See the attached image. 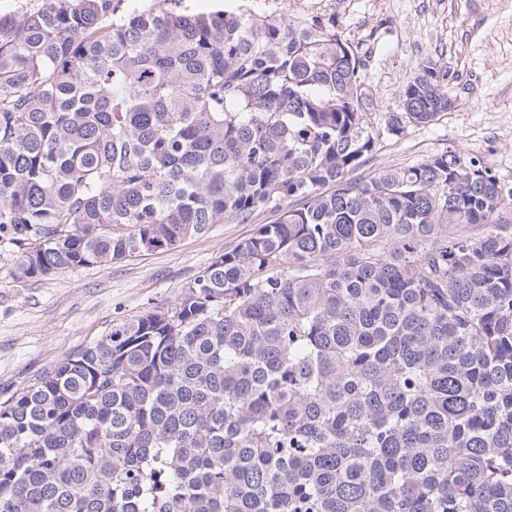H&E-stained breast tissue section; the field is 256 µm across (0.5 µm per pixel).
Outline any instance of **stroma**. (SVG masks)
<instances>
[{"mask_svg": "<svg viewBox=\"0 0 512 512\" xmlns=\"http://www.w3.org/2000/svg\"><path fill=\"white\" fill-rule=\"evenodd\" d=\"M265 7L335 20L337 34L363 62L367 120L376 128L401 111L403 90L423 58L452 73L453 109L384 136L366 172L410 166L456 147L512 192V0H267ZM254 226L217 224L170 250L41 279L20 277L12 256L0 250V402L114 323L175 300Z\"/></svg>", "mask_w": 512, "mask_h": 512, "instance_id": "1", "label": "stroma"}]
</instances>
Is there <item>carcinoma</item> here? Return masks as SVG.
Segmentation results:
<instances>
[{
    "label": "carcinoma",
    "mask_w": 512,
    "mask_h": 512,
    "mask_svg": "<svg viewBox=\"0 0 512 512\" xmlns=\"http://www.w3.org/2000/svg\"><path fill=\"white\" fill-rule=\"evenodd\" d=\"M0 18V247L27 278L279 217L0 402V512H512V224L377 151L361 61L252 0ZM426 58L385 132L451 110Z\"/></svg>",
    "instance_id": "1"
}]
</instances>
